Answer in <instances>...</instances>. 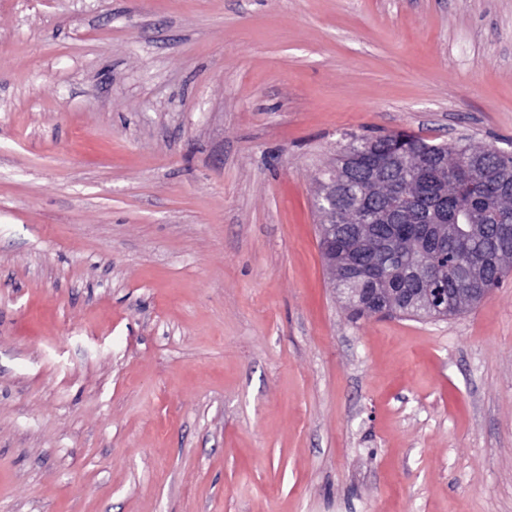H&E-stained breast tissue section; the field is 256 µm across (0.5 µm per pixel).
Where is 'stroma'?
I'll list each match as a JSON object with an SVG mask.
<instances>
[{"label": "stroma", "instance_id": "1", "mask_svg": "<svg viewBox=\"0 0 512 512\" xmlns=\"http://www.w3.org/2000/svg\"><path fill=\"white\" fill-rule=\"evenodd\" d=\"M512 151V0H0V512H512V274L352 318L347 134Z\"/></svg>", "mask_w": 512, "mask_h": 512}]
</instances>
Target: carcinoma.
<instances>
[{"instance_id": "carcinoma-1", "label": "carcinoma", "mask_w": 512, "mask_h": 512, "mask_svg": "<svg viewBox=\"0 0 512 512\" xmlns=\"http://www.w3.org/2000/svg\"><path fill=\"white\" fill-rule=\"evenodd\" d=\"M347 178L336 198V254L324 253L353 315H370L362 288L381 308L428 314L424 289L441 284L448 315L479 303L470 291L494 288L512 271V156L494 147L431 143L413 133L353 135L336 165ZM357 224L377 236L353 249ZM397 288H421L411 304Z\"/></svg>"}]
</instances>
